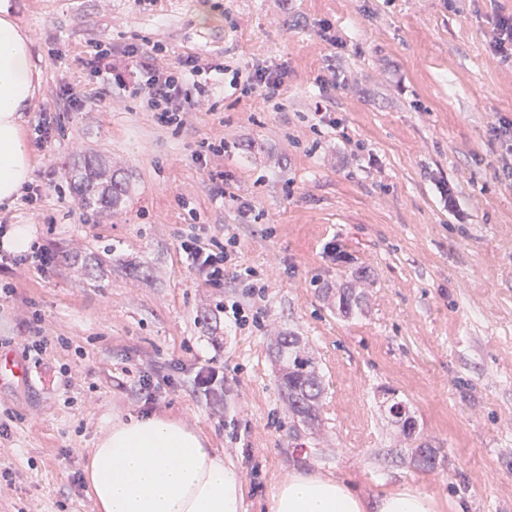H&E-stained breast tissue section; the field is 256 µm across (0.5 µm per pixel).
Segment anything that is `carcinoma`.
I'll return each mask as SVG.
<instances>
[{
	"instance_id": "carcinoma-1",
	"label": "carcinoma",
	"mask_w": 512,
	"mask_h": 512,
	"mask_svg": "<svg viewBox=\"0 0 512 512\" xmlns=\"http://www.w3.org/2000/svg\"><path fill=\"white\" fill-rule=\"evenodd\" d=\"M73 190L84 204L94 205L100 213L106 214L125 192V183L108 172L97 158L88 157L84 160L83 171L73 183ZM277 353L282 363L280 381L288 393L291 415L301 423L317 421L324 386L310 359L301 354L300 337H280ZM388 401L389 413L402 423L406 435H412L415 421L407 403L394 397Z\"/></svg>"
}]
</instances>
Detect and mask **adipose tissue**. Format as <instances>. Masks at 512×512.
<instances>
[{"mask_svg":"<svg viewBox=\"0 0 512 512\" xmlns=\"http://www.w3.org/2000/svg\"><path fill=\"white\" fill-rule=\"evenodd\" d=\"M42 69L30 37L0 6V205L18 201L35 149L24 113ZM88 487L100 512H243L239 471L181 420L157 415L113 420L90 458ZM430 494L395 488L370 498L341 479L295 472L270 493L266 512H438Z\"/></svg>","mask_w":512,"mask_h":512,"instance_id":"1","label":"adipose tissue"}]
</instances>
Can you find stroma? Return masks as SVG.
Wrapping results in <instances>:
<instances>
[{
	"label": "stroma",
	"mask_w": 512,
	"mask_h": 512,
	"mask_svg": "<svg viewBox=\"0 0 512 512\" xmlns=\"http://www.w3.org/2000/svg\"><path fill=\"white\" fill-rule=\"evenodd\" d=\"M41 59L24 132L35 141V203L0 206L56 255L49 275L0 274V336L23 356L24 315L50 344L22 385L0 386V512H97L84 467L113 418L143 413L144 367L172 375L152 411L208 438L242 479L246 512L273 487L321 471L367 495L408 487L444 512H512V161L492 128L512 119V63L490 47L512 0H8ZM158 45L213 65L206 101L183 126L97 78L91 44L120 54ZM288 73L277 105L243 95L233 68ZM88 104L72 109L64 86ZM341 119L320 121L318 106ZM60 116L38 143L42 113ZM220 143V155L201 143ZM94 155L124 178L110 214L75 196L67 175ZM223 171L214 199L208 173ZM464 211L456 220L442 193ZM235 238L223 290L197 280L179 243ZM341 257H334V250ZM265 284L260 324L235 329L215 305L240 295L237 271ZM360 307L341 313L343 288ZM303 339L326 386L319 422L293 419L279 383L278 336ZM214 359L234 383L224 417L196 397L187 365ZM184 370H171V363ZM406 400L405 439L382 404ZM436 450L419 466L414 448Z\"/></svg>",
	"instance_id": "35a3bbf8"
}]
</instances>
